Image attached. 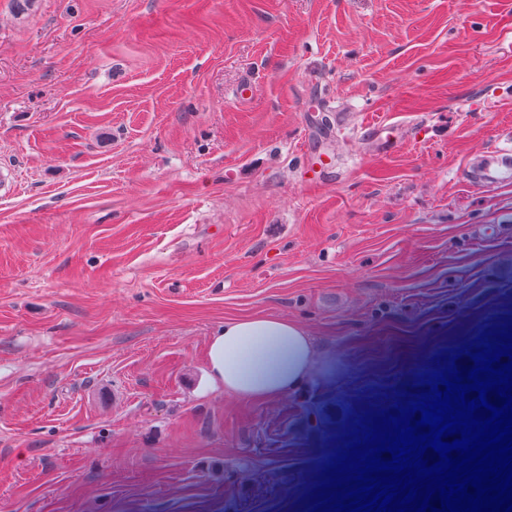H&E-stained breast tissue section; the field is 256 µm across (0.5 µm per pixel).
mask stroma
I'll return each mask as SVG.
<instances>
[{
  "mask_svg": "<svg viewBox=\"0 0 512 512\" xmlns=\"http://www.w3.org/2000/svg\"><path fill=\"white\" fill-rule=\"evenodd\" d=\"M510 134L512 0H0V512H286L512 316ZM254 316L283 396L210 380ZM315 361L308 332L278 317L227 321L213 336L208 363L213 382L240 397L273 398L296 388Z\"/></svg>",
  "mask_w": 512,
  "mask_h": 512,
  "instance_id": "35a3bbf8",
  "label": "stroma"
}]
</instances>
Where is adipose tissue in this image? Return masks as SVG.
Returning a JSON list of instances; mask_svg holds the SVG:
<instances>
[{"instance_id": "obj_1", "label": "adipose tissue", "mask_w": 512, "mask_h": 512, "mask_svg": "<svg viewBox=\"0 0 512 512\" xmlns=\"http://www.w3.org/2000/svg\"><path fill=\"white\" fill-rule=\"evenodd\" d=\"M315 361L308 332L278 317L225 322L213 336L208 363L213 382L240 397L273 398L296 388Z\"/></svg>"}]
</instances>
